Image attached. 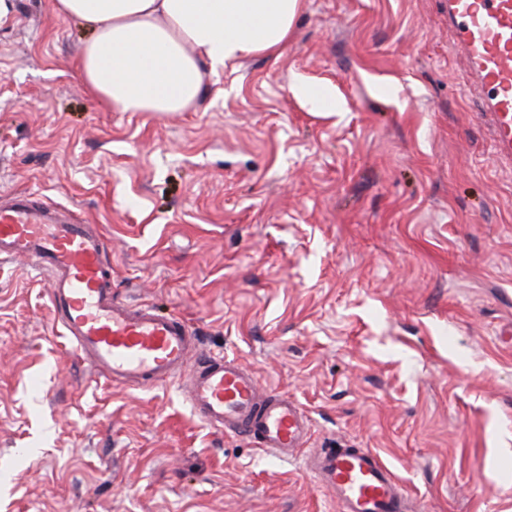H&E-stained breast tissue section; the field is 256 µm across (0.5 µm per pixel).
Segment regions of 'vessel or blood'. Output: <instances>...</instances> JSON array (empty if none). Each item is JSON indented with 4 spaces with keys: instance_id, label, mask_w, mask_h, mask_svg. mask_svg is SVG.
Wrapping results in <instances>:
<instances>
[{
    "instance_id": "obj_1",
    "label": "vessel or blood",
    "mask_w": 512,
    "mask_h": 512,
    "mask_svg": "<svg viewBox=\"0 0 512 512\" xmlns=\"http://www.w3.org/2000/svg\"><path fill=\"white\" fill-rule=\"evenodd\" d=\"M447 3L454 48L491 128V152L512 169V0ZM17 257L46 274L56 322L98 375L141 388L188 373L184 393L202 422L250 437L278 458L306 453L307 469L331 492L337 512H416L376 453H307L311 424L293 400L263 388L239 359L203 353L180 317L114 298L103 237L64 209L22 196L0 204V260Z\"/></svg>"
}]
</instances>
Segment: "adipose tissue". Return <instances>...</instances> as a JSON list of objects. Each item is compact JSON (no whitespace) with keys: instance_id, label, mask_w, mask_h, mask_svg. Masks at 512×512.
I'll list each match as a JSON object with an SVG mask.
<instances>
[{"instance_id":"obj_1","label":"adipose tissue","mask_w":512,"mask_h":512,"mask_svg":"<svg viewBox=\"0 0 512 512\" xmlns=\"http://www.w3.org/2000/svg\"><path fill=\"white\" fill-rule=\"evenodd\" d=\"M304 0H54L90 31L80 80L116 112H185L206 69L280 56Z\"/></svg>"}]
</instances>
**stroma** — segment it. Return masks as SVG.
Wrapping results in <instances>:
<instances>
[{"instance_id":"1","label":"stroma","mask_w":512,"mask_h":512,"mask_svg":"<svg viewBox=\"0 0 512 512\" xmlns=\"http://www.w3.org/2000/svg\"><path fill=\"white\" fill-rule=\"evenodd\" d=\"M12 3L0 196L77 212L113 295L296 400L309 451H375L426 512H512V175L446 0H305L280 57L164 115L93 99L90 31ZM182 385L94 374L31 261L0 262V512H336L303 459L206 425Z\"/></svg>"}]
</instances>
